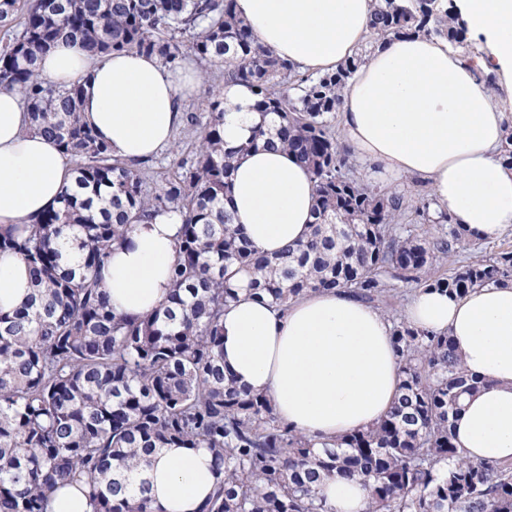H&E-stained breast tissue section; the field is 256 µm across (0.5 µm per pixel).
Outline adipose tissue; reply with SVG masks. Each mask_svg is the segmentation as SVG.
<instances>
[{"instance_id":"ef3b65f1","label":"adipose tissue","mask_w":512,"mask_h":512,"mask_svg":"<svg viewBox=\"0 0 512 512\" xmlns=\"http://www.w3.org/2000/svg\"><path fill=\"white\" fill-rule=\"evenodd\" d=\"M254 38L301 69L338 70L371 33L375 0H237ZM456 12L489 50V84L447 41L395 38L375 47L341 92L345 146L369 174L419 178L435 213L477 239L512 227V167L500 159L505 114L495 87L512 90V0H454ZM51 83L80 86L84 120L115 156L142 161L168 146L183 123L182 100L199 81L190 61L178 69L137 52L94 56L60 41L39 62ZM261 119L246 86L224 88V139L248 149L234 160L229 209L251 245L272 256L306 240L316 188L306 166L282 146L249 147ZM73 171L52 139L30 129L17 92L0 91V227L35 222L57 206ZM178 226L172 215L137 225L114 246L102 286L116 312L146 315L169 292ZM32 271L0 253V312L32 293ZM405 321L448 334L463 366L486 378L454 418L463 459L512 461V283L490 282L457 296L419 288ZM224 374L264 393L276 416L304 435L329 442L369 429L394 405L402 372L391 323L341 288L303 295L281 308L240 292L224 310ZM147 482L163 512H199L216 484L204 448H163L150 467L119 474ZM332 512H367L370 491L358 478L318 486Z\"/></svg>"}]
</instances>
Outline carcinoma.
Masks as SVG:
<instances>
[{
  "label": "carcinoma",
  "mask_w": 512,
  "mask_h": 512,
  "mask_svg": "<svg viewBox=\"0 0 512 512\" xmlns=\"http://www.w3.org/2000/svg\"><path fill=\"white\" fill-rule=\"evenodd\" d=\"M236 0H0V90L22 94L32 128L73 163L62 205L36 224L0 230V252L34 274L28 302L0 314V512H47L52 493L87 486L93 512H162L147 489L126 492L114 473L149 464L157 448H206L219 481L200 512H331L317 485L336 474L370 489L368 512H512V466L459 458L452 418L484 381L449 338L393 322L403 381L375 427L319 444L284 425L269 399L224 376V308L241 284L272 303L346 288L382 301L393 282L463 294L512 281V251L471 260L447 277L428 273L455 250L460 232L422 241L398 226L429 205L359 184L339 150L332 118L342 88L363 63L358 50L331 73L301 71L260 45ZM418 34L463 44L442 0H377L370 45ZM72 39L99 57L135 51L164 64L184 44L224 84L255 97L261 121L249 143L224 142V94L213 92L197 143L162 185L112 155L81 119L78 86L37 72L41 57ZM306 164L317 187L308 239L277 258L260 254L227 209L236 154L273 141ZM177 217V259L164 307L121 315L101 288L112 247L138 224Z\"/></svg>",
  "instance_id": "1"
}]
</instances>
